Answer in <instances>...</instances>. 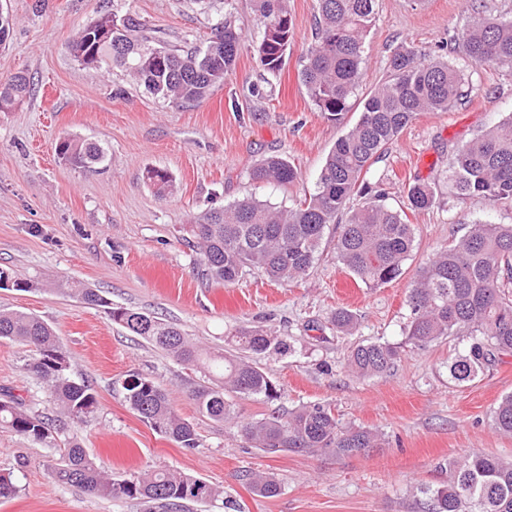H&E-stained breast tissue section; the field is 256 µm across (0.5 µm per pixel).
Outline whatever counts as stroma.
Masks as SVG:
<instances>
[{
    "label": "stroma",
    "mask_w": 512,
    "mask_h": 512,
    "mask_svg": "<svg viewBox=\"0 0 512 512\" xmlns=\"http://www.w3.org/2000/svg\"><path fill=\"white\" fill-rule=\"evenodd\" d=\"M467 2L376 0L359 86L338 125L318 112L298 79L314 42L316 0H290L294 40L285 67L270 77L254 55L262 30L252 2L235 0V23L245 34L235 66L208 98L183 106L150 95L120 69L83 68L67 46L100 14L130 10L156 37L187 50L208 38L224 0H0L13 22L0 46V81L24 73L34 82L30 98L0 112V268L35 284L26 292L0 289V309L50 324L74 376L89 380L99 400L86 422L66 423L49 443L0 428V472L12 474L18 487L0 499V512H141L129 499L53 481L49 466L73 436L114 478L176 470L223 488L241 512H425L418 488L439 481L448 459L478 449L512 461V436L497 433L490 419L512 393V355L497 357L467 384L448 376L449 362L470 343L466 336L405 352L381 377L359 378L347 368L357 344L403 341L409 285L437 249L469 224H512V206L459 196L448 182L453 145L512 114V70L474 64L448 45L466 22ZM400 45L447 59L468 92L448 111L420 114L365 176L393 209L402 208L414 180L436 185L435 205L408 215L415 242L402 276L377 288L356 283L328 238L305 278L281 283L253 271L232 285L202 286L188 244L192 220L247 196L292 207L313 193L329 150L357 122ZM64 138L98 142L103 162L89 169L67 164L56 151ZM271 154L294 162L297 182L251 181L252 166ZM151 168L171 174L170 193L159 195L147 180ZM61 280L175 323L209 350L228 349L238 327L263 326L290 340L294 351L260 359L281 397H236L241 414L258 420L280 408L326 404L343 423L382 432L384 447L345 457H269L245 447L235 427L199 413L191 390L203 373L113 323L104 308L62 293ZM339 307L359 317L351 335L329 326ZM31 359L27 347L0 340V395L23 397L47 413L48 395L27 369ZM132 373L169 391L176 413L195 425L198 447H179L130 408L121 383ZM252 471L273 474L280 494L255 496L245 478Z\"/></svg>",
    "instance_id": "stroma-1"
}]
</instances>
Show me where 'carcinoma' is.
<instances>
[{"label":"carcinoma","mask_w":512,"mask_h":512,"mask_svg":"<svg viewBox=\"0 0 512 512\" xmlns=\"http://www.w3.org/2000/svg\"><path fill=\"white\" fill-rule=\"evenodd\" d=\"M262 29L256 45L257 62L269 75L285 64L294 36L289 0H253ZM375 0H317V39L306 55L298 77L316 108L327 120L342 123L349 99L359 83L364 63V40L374 20ZM112 29H107L110 21ZM458 48L471 62L492 68H512V20H502L472 7ZM243 42L232 14L211 26L205 45L183 52L152 36L140 16L104 14L83 26L68 51L91 69L121 68L150 94L173 104L199 103L224 83ZM462 76L445 60H428L413 48L401 46L388 60V76L364 99L359 120L340 136L328 152L316 188L298 206L282 208L245 197L193 221L190 233L205 279L232 284L246 272L262 271L277 282L306 276L318 250L330 233L336 234V259L367 287L398 279L410 257L414 228L400 211L380 203L375 195L362 207L347 210L355 196L372 188L365 175L403 129L422 112L446 111L464 97ZM31 93L30 79L18 73L0 82V110ZM61 159L76 167L100 163L103 148L89 141L65 139L58 143ZM300 177L288 158L269 155L256 163L255 183L290 185ZM147 179L161 196L172 187L171 176L150 170ZM448 180L462 196H483L512 205V114L448 155ZM407 208L426 210L436 202L435 184H409ZM349 211L343 224L338 214ZM82 303L108 309L112 321L176 361L209 372L218 365L221 377L201 385L193 397L199 411L218 422L237 424L247 447L266 455L287 450L351 456L384 443L377 430L344 424L321 403L278 412L255 421L238 420L230 394L273 402L280 389L248 354L285 355L291 345L260 326L235 330L232 342L247 356L205 352L175 325L112 302L91 288L69 286ZM409 321L399 344L368 343L353 347L347 366L359 377L383 375L395 366L405 349L424 348L451 336L472 339L468 350L448 363V375L457 383L474 381L498 355L512 354V224L479 221L467 233L438 251L411 281ZM338 333L350 335L358 318L348 309L331 314ZM18 342L33 352L29 370L44 384L66 418L84 422L98 405L97 392L76 380L69 357L53 328L38 317L0 310V340ZM131 409L150 427L182 448L198 447L195 425L174 410L168 391L155 380L132 373L122 382ZM495 431L512 435V394L501 398L491 412ZM0 426L35 442H46L58 431L52 420L26 407L13 394L0 399ZM52 479L77 486L100 497L124 496L136 500L143 512L161 504L179 512L183 503H212L224 491L207 481L177 471L147 470L116 482L88 456L77 438L58 462L49 466ZM448 480L418 488L427 500V512H512V462L482 452L448 460ZM253 494L274 498L281 492L272 475L250 472ZM198 486L203 496L186 489Z\"/></svg>","instance_id":"obj_1"}]
</instances>
